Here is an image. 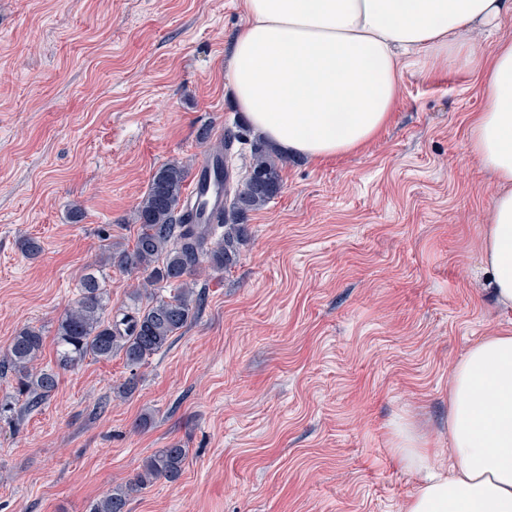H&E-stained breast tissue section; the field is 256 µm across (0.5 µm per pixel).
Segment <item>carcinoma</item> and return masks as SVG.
Instances as JSON below:
<instances>
[{"instance_id": "obj_1", "label": "carcinoma", "mask_w": 512, "mask_h": 512, "mask_svg": "<svg viewBox=\"0 0 512 512\" xmlns=\"http://www.w3.org/2000/svg\"><path fill=\"white\" fill-rule=\"evenodd\" d=\"M251 146L247 173L225 189L227 204L218 221L223 233L216 239L207 225L189 222L184 196L189 166L175 159L153 173L137 205L135 243L130 249L111 252L110 260L121 269L143 274L142 288L169 286L173 294L153 299L120 318H108L101 279L94 271L84 273L78 298L56 329L58 367H74L89 356L108 360L116 351L124 353L129 365H142L196 318L199 299L192 276L203 262L216 271L234 266L241 246L250 239L249 213L268 205L284 188L283 159L260 139ZM43 345V330L27 325L13 336L0 357V368L13 371L17 392L26 398L30 409L40 406L58 385L54 369L34 367ZM186 459L187 449L179 443L159 449L132 481L94 503L90 512H126L130 498L155 480H178Z\"/></svg>"}]
</instances>
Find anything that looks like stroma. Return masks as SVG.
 I'll list each match as a JSON object with an SVG mask.
<instances>
[{"label": "stroma", "mask_w": 512, "mask_h": 512, "mask_svg": "<svg viewBox=\"0 0 512 512\" xmlns=\"http://www.w3.org/2000/svg\"><path fill=\"white\" fill-rule=\"evenodd\" d=\"M242 2L0 0V354L36 326L54 366L87 266L107 315L130 309L142 276L108 248L132 247L152 173L198 168L219 127L254 139L224 88ZM484 104L468 71L407 69L364 149L288 158L237 265L199 277L198 317L147 364L86 358L34 409L1 371L0 512H89L175 442L182 476L129 512H403L418 478L392 421L447 447L453 364L512 331L482 286L494 179L465 144Z\"/></svg>", "instance_id": "1"}]
</instances>
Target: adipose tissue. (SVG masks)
<instances>
[{
    "label": "adipose tissue",
    "mask_w": 512,
    "mask_h": 512,
    "mask_svg": "<svg viewBox=\"0 0 512 512\" xmlns=\"http://www.w3.org/2000/svg\"><path fill=\"white\" fill-rule=\"evenodd\" d=\"M224 52L231 93L254 132L284 155L319 161L360 150L390 123L405 70H467L487 101L466 149L496 185L481 256L497 303L512 308V40H492L512 0H243ZM393 450L418 477L404 512H512V331L479 339L448 384L447 453L405 419Z\"/></svg>",
    "instance_id": "adipose-tissue-1"
}]
</instances>
